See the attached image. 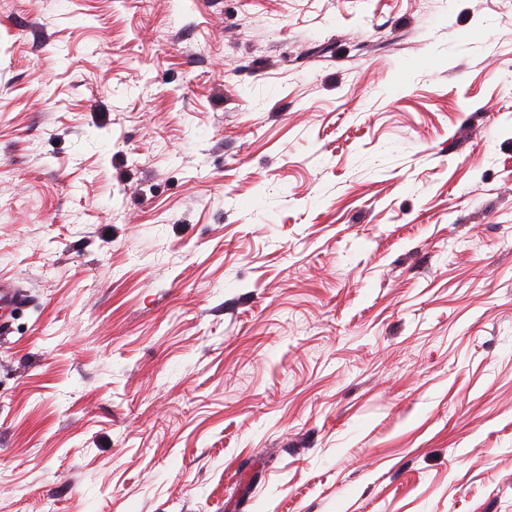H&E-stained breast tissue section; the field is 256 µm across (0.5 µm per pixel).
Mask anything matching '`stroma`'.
I'll return each mask as SVG.
<instances>
[{
    "mask_svg": "<svg viewBox=\"0 0 512 512\" xmlns=\"http://www.w3.org/2000/svg\"><path fill=\"white\" fill-rule=\"evenodd\" d=\"M0 512H512V0H0Z\"/></svg>",
    "mask_w": 512,
    "mask_h": 512,
    "instance_id": "stroma-1",
    "label": "stroma"
}]
</instances>
